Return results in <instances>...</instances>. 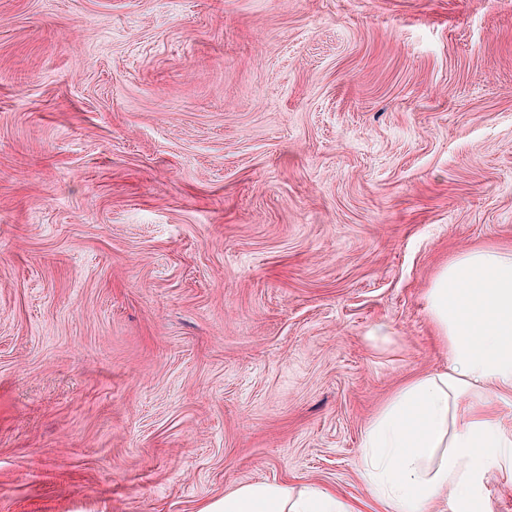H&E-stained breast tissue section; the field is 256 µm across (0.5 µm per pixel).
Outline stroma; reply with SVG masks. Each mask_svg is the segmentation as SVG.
Returning a JSON list of instances; mask_svg holds the SVG:
<instances>
[{
	"label": "stroma",
	"instance_id": "1",
	"mask_svg": "<svg viewBox=\"0 0 512 512\" xmlns=\"http://www.w3.org/2000/svg\"><path fill=\"white\" fill-rule=\"evenodd\" d=\"M512 245V0H0V512L366 498ZM391 329L373 336L375 324ZM332 488L318 484L292 486L258 481L241 484L224 497L206 503L199 512H361Z\"/></svg>",
	"mask_w": 512,
	"mask_h": 512
}]
</instances>
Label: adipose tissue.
<instances>
[{"instance_id": "adipose-tissue-1", "label": "adipose tissue", "mask_w": 512, "mask_h": 512, "mask_svg": "<svg viewBox=\"0 0 512 512\" xmlns=\"http://www.w3.org/2000/svg\"><path fill=\"white\" fill-rule=\"evenodd\" d=\"M448 354L445 370L409 380L378 409L360 448V477L378 512H463L489 473L512 475V246L453 255L425 294ZM200 512H361L332 488L258 481Z\"/></svg>"}]
</instances>
